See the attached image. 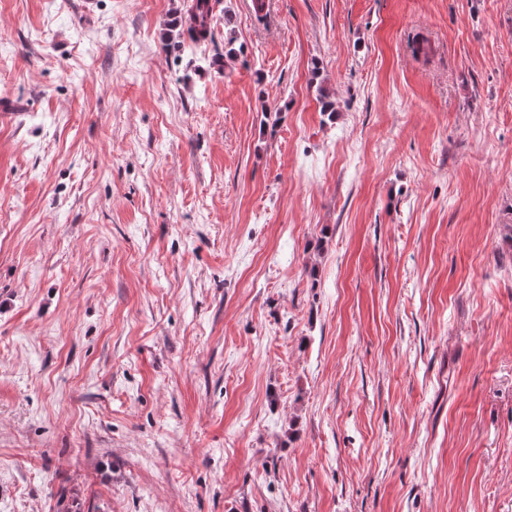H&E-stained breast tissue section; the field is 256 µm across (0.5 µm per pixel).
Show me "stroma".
Listing matches in <instances>:
<instances>
[{
    "instance_id": "obj_1",
    "label": "stroma",
    "mask_w": 512,
    "mask_h": 512,
    "mask_svg": "<svg viewBox=\"0 0 512 512\" xmlns=\"http://www.w3.org/2000/svg\"><path fill=\"white\" fill-rule=\"evenodd\" d=\"M189 2L0 0V512H512V0ZM210 0H194L191 8V16H185V24H192L179 31L178 39L180 41L179 46H184L185 42L189 43V46L198 45L200 43L214 41L213 29H212V6ZM192 17V18H191Z\"/></svg>"
}]
</instances>
